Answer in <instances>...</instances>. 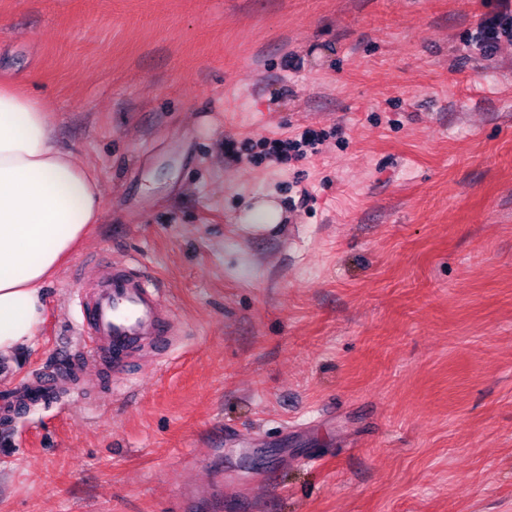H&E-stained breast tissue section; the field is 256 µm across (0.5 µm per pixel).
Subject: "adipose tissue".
<instances>
[{"mask_svg": "<svg viewBox=\"0 0 512 512\" xmlns=\"http://www.w3.org/2000/svg\"><path fill=\"white\" fill-rule=\"evenodd\" d=\"M103 215L95 176L57 146L46 105L0 84V357L35 345L46 285Z\"/></svg>", "mask_w": 512, "mask_h": 512, "instance_id": "obj_1", "label": "adipose tissue"}]
</instances>
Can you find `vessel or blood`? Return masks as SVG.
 I'll return each instance as SVG.
<instances>
[{
  "label": "vessel or blood",
  "mask_w": 512,
  "mask_h": 512,
  "mask_svg": "<svg viewBox=\"0 0 512 512\" xmlns=\"http://www.w3.org/2000/svg\"><path fill=\"white\" fill-rule=\"evenodd\" d=\"M75 298L81 313L76 334L86 345L88 357L113 369H121L145 349L165 356L179 333L159 285L144 275L135 260L113 263L106 278L93 282ZM55 385L51 375L36 384L28 380L17 383L0 400V409L10 410L16 398L34 388L50 390Z\"/></svg>",
  "instance_id": "vessel-or-blood-1"
}]
</instances>
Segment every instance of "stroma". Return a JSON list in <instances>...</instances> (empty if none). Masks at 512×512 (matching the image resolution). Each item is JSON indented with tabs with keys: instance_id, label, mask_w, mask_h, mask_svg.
<instances>
[{
	"instance_id": "obj_1",
	"label": "stroma",
	"mask_w": 512,
	"mask_h": 512,
	"mask_svg": "<svg viewBox=\"0 0 512 512\" xmlns=\"http://www.w3.org/2000/svg\"><path fill=\"white\" fill-rule=\"evenodd\" d=\"M500 9L0 0V82L105 206L0 378L62 376L0 425V512H512V40L467 45ZM298 127L336 133L264 159ZM129 257L183 341L85 378L71 286ZM325 132H316L310 129L303 130L299 135L294 137L276 138L265 143L268 145L267 151L264 153L265 158L280 164H286L289 161L319 152V145L326 140Z\"/></svg>"
}]
</instances>
